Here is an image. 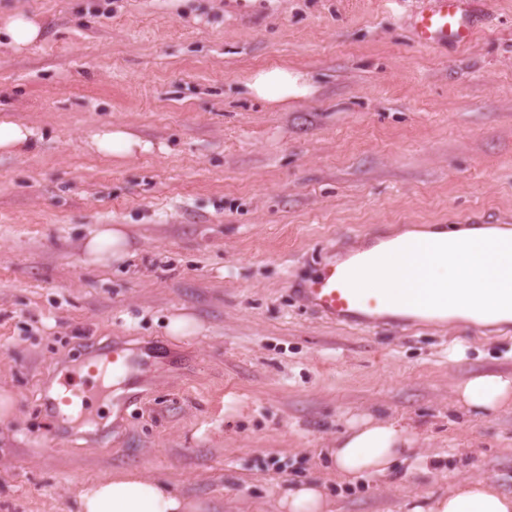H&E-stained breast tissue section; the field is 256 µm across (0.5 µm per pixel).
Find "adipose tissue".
Here are the masks:
<instances>
[{
  "label": "adipose tissue",
  "instance_id": "adipose-tissue-1",
  "mask_svg": "<svg viewBox=\"0 0 512 512\" xmlns=\"http://www.w3.org/2000/svg\"><path fill=\"white\" fill-rule=\"evenodd\" d=\"M39 15L23 10L0 13V43L15 53L27 52L43 38ZM245 85L252 96L271 105L291 97H304L312 88L296 71L273 66L249 74ZM89 145L103 154L125 159L149 152L151 143L125 126L101 128ZM130 255L129 232L122 224H100L83 245V259L92 264L125 261ZM456 393L465 408L491 416L512 401V376L479 375L458 385ZM416 443L411 427L399 418L353 416L339 434L329 456L338 476L349 482L385 475L397 462H410L427 472L425 457L413 455ZM404 512H512V495L490 478H463L450 491H430L412 496ZM78 512H202V505L174 492L166 483L126 470L91 481L77 496Z\"/></svg>",
  "mask_w": 512,
  "mask_h": 512
}]
</instances>
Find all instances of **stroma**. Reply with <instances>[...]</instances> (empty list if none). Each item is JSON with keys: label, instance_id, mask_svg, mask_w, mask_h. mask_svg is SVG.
Listing matches in <instances>:
<instances>
[{"label": "stroma", "instance_id": "35a3bbf8", "mask_svg": "<svg viewBox=\"0 0 512 512\" xmlns=\"http://www.w3.org/2000/svg\"><path fill=\"white\" fill-rule=\"evenodd\" d=\"M421 0H0L41 15L26 55L0 45V117L40 130L0 154V512H73L85 483L134 468L207 512H278L318 483L330 512H401L478 472L512 494V406L481 419L456 385L512 375V335L465 324L352 331L291 288L339 238L383 225L512 220V0H487L463 48H423ZM285 64L314 86L273 110L245 77ZM153 144L90 152L99 127ZM99 224L127 225L131 258L84 264ZM193 315L198 333L169 338ZM154 352L119 428L42 405L96 350ZM403 419L431 474L396 465L342 481L327 448L348 416Z\"/></svg>", "mask_w": 512, "mask_h": 512}]
</instances>
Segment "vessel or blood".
Instances as JSON below:
<instances>
[{
	"label": "vessel or blood",
	"mask_w": 512,
	"mask_h": 512,
	"mask_svg": "<svg viewBox=\"0 0 512 512\" xmlns=\"http://www.w3.org/2000/svg\"><path fill=\"white\" fill-rule=\"evenodd\" d=\"M479 26L474 0H423L410 18L414 43L433 48L461 47L470 42ZM497 217H469L451 222L447 232L459 230H497ZM385 236L363 234L355 244H342L327 249L320 257L314 275L297 283L295 294L301 304L325 321L339 326L374 330L391 328L411 332L424 327L447 326V318L421 314L416 306L388 300L386 296L365 297L348 283V275L371 263ZM151 366V356L122 343L107 347L94 360L80 366L78 372L65 375L63 391L45 402L57 418L71 419L72 407L88 408L93 388H106L115 381L126 387V394L113 397L112 414L123 418L136 398L129 390Z\"/></svg>",
	"instance_id": "vessel-or-blood-1"
}]
</instances>
